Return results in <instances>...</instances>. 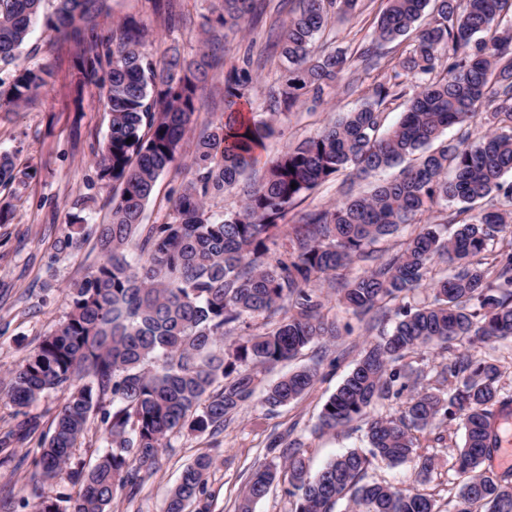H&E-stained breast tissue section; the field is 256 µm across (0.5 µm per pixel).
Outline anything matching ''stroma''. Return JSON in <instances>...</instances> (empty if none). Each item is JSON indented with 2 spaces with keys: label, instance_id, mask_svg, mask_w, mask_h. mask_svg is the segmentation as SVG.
<instances>
[{
  "label": "stroma",
  "instance_id": "35a3bbf8",
  "mask_svg": "<svg viewBox=\"0 0 512 512\" xmlns=\"http://www.w3.org/2000/svg\"><path fill=\"white\" fill-rule=\"evenodd\" d=\"M216 5V0H171V14L166 17L155 12L151 0H107L105 12L96 20L98 27L104 28L128 16L137 18L145 27V50L157 60L173 47L188 58L203 48L223 58V67L210 71L200 92L198 110L180 149L186 158L191 157L197 137L224 120L228 68L248 66L252 81L247 94L258 112L266 111L271 88L286 78L277 66V34L290 17L291 0H256L257 18L242 30L219 26L204 30V18ZM380 5V0H363L361 13L337 19L325 38L316 42V49L353 52L371 35ZM18 62L45 67L51 76L32 104L0 112V151L13 153L19 168L36 172L26 184L0 190V199L12 206L9 223L0 224V512H29L28 503L43 493L60 497L76 493L63 476L48 483L33 480L31 462L23 457L24 452L35 451L48 434L65 391H50L34 403L29 413L39 417V428L25 443H8L4 436L21 416L7 395V382L9 372L65 319L70 310V286L104 262L97 230L109 221L104 200L112 192L98 181L95 165L108 133L104 92L95 84L78 85L77 55L72 45L54 39L39 25ZM383 78V71L357 67L348 83L327 88L321 102L298 103L290 113L280 116L260 165L248 172L247 181L261 178L265 164L289 146L315 136L341 113L361 106ZM369 187V182L344 175L329 179L312 190L290 216L298 218L302 212L334 204L345 192L362 193ZM77 210L86 219L79 246L72 252L58 251V241L72 231L69 216ZM312 286L320 297L323 314L349 324V333L321 339L291 363L260 374L263 384L268 385L290 368L316 366L318 378L310 392L273 412L259 399H252L226 422L223 433L214 439L219 443L215 451L209 448L214 441L210 437L182 431L173 438L158 468L143 474L135 491L117 492L112 512H161L182 470L208 451L213 452L216 463L202 502L208 512H235L247 478L266 459L265 446L274 433H289L291 439L300 442L315 472L336 455L365 447L361 423L333 434L315 432L314 426L323 404L353 368L363 347L389 330L395 316L390 313L378 319L369 314L358 318L346 312L329 276L317 275ZM420 444L435 457L436 470L430 483L417 485L409 464L391 467L377 462L368 476L402 488L421 487L439 504H446L450 491L459 486L450 460L461 444V432L452 425L443 440L429 435Z\"/></svg>",
  "mask_w": 512,
  "mask_h": 512
}]
</instances>
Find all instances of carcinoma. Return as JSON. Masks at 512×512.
<instances>
[{"mask_svg":"<svg viewBox=\"0 0 512 512\" xmlns=\"http://www.w3.org/2000/svg\"><path fill=\"white\" fill-rule=\"evenodd\" d=\"M43 2L0 0V63H14L40 21L54 37L75 42L87 80L106 70L109 130L96 169L112 195L110 221L99 234L105 261L73 284L66 320L9 372L8 396L19 408L51 389L71 390L33 463L41 480L64 474L78 491L66 500L42 495L31 512H110L116 490L135 489L182 430L212 437L224 431L227 419L254 397L258 368L291 361L311 343L339 335L336 321L321 312L312 278L347 268L403 224L420 225L405 249L339 288L355 315L399 303L394 326L364 349L314 426L327 433L362 422L368 448L343 453L313 473L302 449L276 434L267 445L271 460L250 474L238 512H253L276 481L293 497L291 512H333L344 499L352 512H441L431 494L366 476L375 461L410 463L420 482L429 481L435 459L419 452L417 434L452 422L462 431L452 468L464 477L452 512H512V470L484 467L496 448L497 420L512 416V393L499 385L496 360L475 355L512 339V185L501 181L512 171V0H381L371 39L355 55L365 66L387 67L383 47L415 31L390 81L374 87L372 101L271 162L244 190L240 208L217 216L208 202L256 166L280 112L292 110L305 93L318 99L350 68L345 52L316 55L313 47L332 15H353L362 0H298L278 40L288 79L272 91L267 116L256 118L245 96L249 71H228L224 123L197 140L190 177L171 199L169 218L149 228L136 264L128 247L159 177L180 158L213 56L203 50L186 60L175 52L157 61L144 52L136 19L108 28L93 24L106 0H55L50 13ZM253 10V0H220L216 17L204 25L240 27ZM404 75L411 77L410 96ZM46 76L43 67L23 66L10 81L0 79V109L33 102ZM406 95L400 122L385 126L386 104ZM481 109L482 135L442 139L445 129L472 124ZM411 155L414 162L399 177L286 223L290 208L330 178L347 172L367 180ZM35 176L0 153V185ZM494 193L504 202L493 203ZM450 206L467 217L448 218ZM433 210L443 223L457 225L451 235L422 223ZM437 260L448 274L433 284V300L410 305L409 294L423 286ZM258 318L264 323L257 332L224 343ZM430 345L462 347L439 373L448 392L423 386L399 417L374 415L406 377L396 363ZM317 377L314 366L294 371L267 389L262 404L284 406ZM97 418L109 451L89 468L71 464ZM213 464L203 454L187 466L163 512H186L198 501Z\"/></svg>","mask_w":512,"mask_h":512,"instance_id":"carcinoma-1","label":"carcinoma"}]
</instances>
